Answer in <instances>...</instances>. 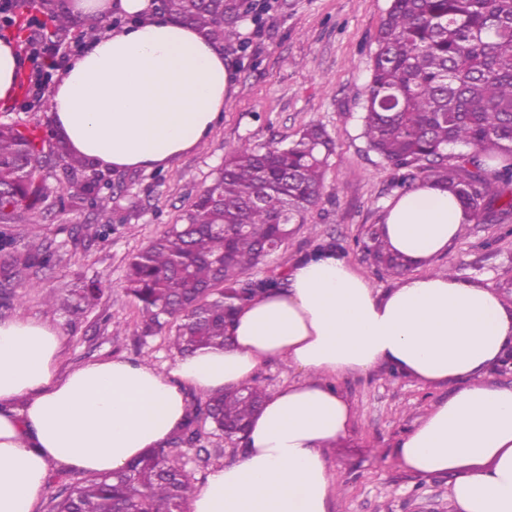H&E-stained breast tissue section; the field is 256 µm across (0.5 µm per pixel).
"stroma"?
Here are the masks:
<instances>
[{"instance_id":"obj_1","label":"stroma","mask_w":512,"mask_h":512,"mask_svg":"<svg viewBox=\"0 0 512 512\" xmlns=\"http://www.w3.org/2000/svg\"><path fill=\"white\" fill-rule=\"evenodd\" d=\"M390 0H278L274 24L256 29L241 23L234 42L224 43V59L235 90L221 119L194 150L163 169L108 171L114 192L137 204L135 218L108 241L90 238L87 227L107 214L86 206L61 207L49 197L36 223L19 222L22 242L52 251V269L28 272L36 287L27 293L8 289L0 295V322H42L61 338L59 374L111 359L145 361L170 374L177 353L167 333L140 338V315L124 290L133 255L160 237L168 225L208 186L230 148L242 143L264 146L291 141L308 124L322 125L336 144L325 173L321 202L296 225L285 246L266 257L255 272L265 275L314 248L336 239L347 258L372 288L384 291L395 280L376 273L354 240L381 223L396 195L393 172L369 151L362 135L363 96L370 79L374 37ZM0 122L40 126L46 136L56 129L48 112L31 97L0 100ZM447 270L498 293L512 305V234L495 224L464 225L446 253L412 276ZM84 279L99 280V307L73 319L45 305L46 291L70 288ZM355 406L351 432L329 451L330 464L345 484L331 512H454L451 475L421 476L407 469L396 447L433 408L447 399L446 386H430L378 370L336 379ZM202 452L188 450L187 472L200 484L213 467L237 460L240 451L203 428Z\"/></svg>"}]
</instances>
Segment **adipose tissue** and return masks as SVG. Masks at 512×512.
<instances>
[{"label": "adipose tissue", "instance_id": "1", "mask_svg": "<svg viewBox=\"0 0 512 512\" xmlns=\"http://www.w3.org/2000/svg\"><path fill=\"white\" fill-rule=\"evenodd\" d=\"M76 11L137 16L94 40L62 71L50 98L74 153L115 170L163 169L206 139L230 96L221 49L157 14L152 0H74ZM465 222L436 183L394 198L382 235L423 265ZM61 337L30 321L0 323V512H34L51 463L109 473L164 445L191 394L252 383L277 358L300 381L271 392L238 460L214 467L189 512H330L329 447L352 428L353 404L333 377L377 369L434 386L447 400L398 443L411 470L452 475L457 512H512V388L486 385L512 346V307L453 274L378 291L342 255L293 266L286 288L239 310L232 342L177 359L170 375L112 359L57 372Z\"/></svg>", "mask_w": 512, "mask_h": 512}]
</instances>
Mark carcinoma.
<instances>
[{"mask_svg":"<svg viewBox=\"0 0 512 512\" xmlns=\"http://www.w3.org/2000/svg\"><path fill=\"white\" fill-rule=\"evenodd\" d=\"M161 9L222 44L242 18L240 0H160ZM51 26L35 36L57 37L76 21L51 10ZM363 136L393 171L392 188L405 194L434 181L462 200L468 221L512 222V0H392L372 56L365 91ZM335 144L317 124L285 145L241 144L224 156L212 183L196 195L181 222L135 254L125 290L141 316L142 337L169 329V343L185 356L228 344L237 310L288 284V267L264 277L253 270L280 250L318 203ZM57 163L76 181L61 205L108 204L110 182L97 165L73 155L61 135L49 141L36 129L0 123V253L4 281L34 288L26 271L50 267L54 254L19 243L10 225L36 213L49 197L42 172ZM355 245L391 277L410 270L371 225ZM102 288L81 282L63 300L46 303L80 317L100 304ZM269 395L255 382L191 399L172 441L108 476L71 484L51 500V512H185L194 485L178 448L201 440L200 424L239 439Z\"/></svg>","mask_w":512,"mask_h":512,"instance_id":"cac0c4a2","label":"carcinoma"}]
</instances>
